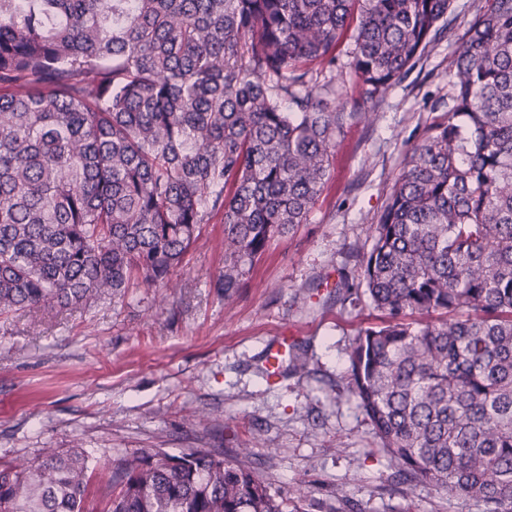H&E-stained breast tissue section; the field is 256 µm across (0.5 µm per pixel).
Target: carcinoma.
<instances>
[{"mask_svg":"<svg viewBox=\"0 0 512 512\" xmlns=\"http://www.w3.org/2000/svg\"><path fill=\"white\" fill-rule=\"evenodd\" d=\"M451 0H0V316L163 284L211 213L231 298L307 223L346 116L299 88L351 40L384 93ZM448 109L405 149L355 288L348 390L397 473L512 512V0H486ZM0 463V512H303L220 448Z\"/></svg>","mask_w":512,"mask_h":512,"instance_id":"cac0c4a2","label":"carcinoma"}]
</instances>
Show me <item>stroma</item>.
Wrapping results in <instances>:
<instances>
[{
  "label": "stroma",
  "instance_id": "stroma-1",
  "mask_svg": "<svg viewBox=\"0 0 512 512\" xmlns=\"http://www.w3.org/2000/svg\"><path fill=\"white\" fill-rule=\"evenodd\" d=\"M484 4L453 0L423 56L385 95L350 84L344 49L313 68L314 93L335 88L338 109L354 118L307 223L257 260L237 296L212 286L224 268L215 213L165 286L0 317V461L76 447L93 460L100 488L118 455L220 448L305 512H329L340 491L354 512H483L475 499L398 482L346 389L350 344L381 316L333 288L370 250L405 144L446 109L450 60ZM286 331L307 368L266 380L265 355Z\"/></svg>",
  "mask_w": 512,
  "mask_h": 512
}]
</instances>
